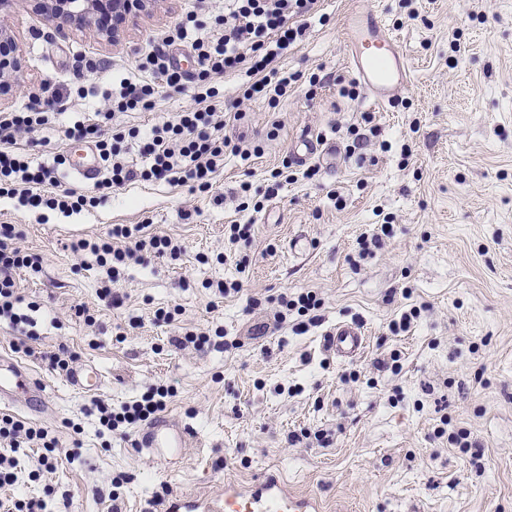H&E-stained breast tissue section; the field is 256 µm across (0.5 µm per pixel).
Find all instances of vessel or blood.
<instances>
[{"label":"vessel or blood","mask_w":512,"mask_h":512,"mask_svg":"<svg viewBox=\"0 0 512 512\" xmlns=\"http://www.w3.org/2000/svg\"><path fill=\"white\" fill-rule=\"evenodd\" d=\"M349 67L355 79L368 91L374 103H392L407 88L411 72L399 40L389 33L378 13L366 9L357 15L347 31ZM74 175L94 182L98 162L93 149H86L81 161L72 166ZM329 348L337 357L351 359L365 349L364 331L356 324L341 323L330 332ZM23 402L32 413L49 412L41 381L24 372L11 358L0 357V406ZM191 433L187 426L168 417L150 422L137 440L138 447L151 451L188 447ZM323 504L312 495H300L288 488L275 470L265 472L251 483L228 482L224 496L175 497L165 501L160 512H322Z\"/></svg>","instance_id":"obj_1"}]
</instances>
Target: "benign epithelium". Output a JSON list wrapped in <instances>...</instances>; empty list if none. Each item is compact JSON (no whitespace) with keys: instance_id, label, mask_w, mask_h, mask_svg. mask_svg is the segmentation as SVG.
<instances>
[{"instance_id":"benign-epithelium-1","label":"benign epithelium","mask_w":512,"mask_h":512,"mask_svg":"<svg viewBox=\"0 0 512 512\" xmlns=\"http://www.w3.org/2000/svg\"><path fill=\"white\" fill-rule=\"evenodd\" d=\"M32 9L59 22V33L96 25V17L109 15L112 26L97 28L100 35L112 43H118L137 17L154 12L158 0H29ZM16 46L11 30L0 19V90L13 88L10 77L21 71V63L15 55Z\"/></svg>"}]
</instances>
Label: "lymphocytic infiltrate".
<instances>
[{
	"label": "lymphocytic infiltrate",
	"instance_id": "1",
	"mask_svg": "<svg viewBox=\"0 0 512 512\" xmlns=\"http://www.w3.org/2000/svg\"><path fill=\"white\" fill-rule=\"evenodd\" d=\"M317 3L318 0H225L223 14L215 18L222 33L189 39V29L200 26L197 17L190 14L154 42L138 65L141 78H124L113 84L106 94L108 108L97 112L94 121L77 123L68 131L71 137L93 142L99 153L105 176L96 184L98 197L61 187L55 169L64 164V157H56L51 167L36 166L15 149L17 135L37 132L46 125L50 114L63 106L66 92L55 88L22 111L1 112L0 196L18 199L32 209L78 213L95 206L98 198L108 197L113 188L136 181L190 182L199 191H210L225 153L246 161L260 152L259 145L244 135H224V127L241 121L244 114L233 102L221 112L212 106V99L219 96L216 80L247 77L244 98L276 104L298 80L297 74L279 67L280 60L305 33L296 20L314 11ZM185 40L190 41L198 58L199 68L192 75L173 64L171 49ZM188 84L193 87L199 108L175 113L152 126L142 138L133 129L105 134L106 124L116 113L153 111L160 87L181 90ZM133 137L140 140L139 151L149 159L148 168L133 169L126 160L127 141ZM18 238L14 225H0V318L14 326L28 320L18 311L23 298L17 291L15 275L21 269L37 266L36 260L19 246ZM73 249L94 255L111 283L118 281L129 261L138 262L147 255L176 260L185 251L177 240L149 233L141 224L113 225L106 237L78 240ZM171 396L167 386L149 387L139 399L122 405L120 410L99 406V423L112 432L126 429L163 412ZM0 440L7 441L10 448L9 454H0V487L16 480L13 452L21 444L40 445L39 464L44 469H53L58 461L57 441L48 430L15 416H0Z\"/></svg>",
	"mask_w": 512,
	"mask_h": 512
}]
</instances>
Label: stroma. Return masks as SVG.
<instances>
[{"label":"stroma","mask_w":512,"mask_h":512,"mask_svg":"<svg viewBox=\"0 0 512 512\" xmlns=\"http://www.w3.org/2000/svg\"><path fill=\"white\" fill-rule=\"evenodd\" d=\"M368 3L413 71L396 104L373 105L348 67L344 29L359 0H321L282 62L301 81L276 107L242 103L241 128L226 130L244 131L261 153L246 162L225 154L210 192L137 181L69 216L0 198V224L14 225L21 248L42 260L16 278L35 353H14L19 334L2 321L0 354H15L52 405L44 415L20 403L6 412L46 427L62 450L34 481L41 450L19 449L17 480L0 488V501L157 512L172 495L220 498L225 482L275 469L292 491L321 498L325 512H512V0ZM223 11L224 0H162L113 46L90 30L59 36L25 0H9L0 14L22 71L0 113L44 84L83 82L84 94L18 141L33 164L52 165L78 147L66 129L102 108L113 82L138 76L152 40L187 13L210 25ZM80 55L102 69L80 78ZM350 86L355 96L344 95ZM193 104L191 90H166L155 111L119 113L111 124L144 133ZM306 138L337 152L300 159ZM286 163L296 180L273 187L271 170ZM309 168L314 178H305ZM245 223L254 226L250 243L226 248L225 225ZM383 223L389 236L362 247ZM115 224H147L186 245L180 259L127 265L113 284L117 307L99 294L105 268L69 249ZM225 280L239 281L240 293L219 297L213 284ZM308 291L321 302L317 323L294 332L292 313L273 328L268 296ZM414 305L408 331L393 334L390 322ZM160 309L174 321H157ZM339 323L363 327L360 356L328 351ZM218 331L237 349L170 343ZM62 346L77 365L100 370L98 390H74L50 368ZM393 352L400 372L377 371ZM154 385L174 392L166 416L193 428L190 447L161 457L102 432L94 407L120 408ZM464 431L467 448L453 441Z\"/></svg>","instance_id":"obj_1"}]
</instances>
